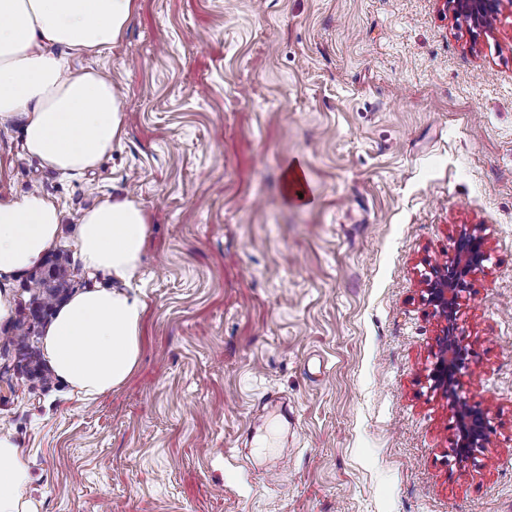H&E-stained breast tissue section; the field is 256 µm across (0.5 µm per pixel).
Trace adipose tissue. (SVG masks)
<instances>
[{"label": "adipose tissue", "instance_id": "ef3b65f1", "mask_svg": "<svg viewBox=\"0 0 512 512\" xmlns=\"http://www.w3.org/2000/svg\"><path fill=\"white\" fill-rule=\"evenodd\" d=\"M135 9L136 0H0V130L21 123V148L42 167L84 173L121 141L126 118L111 81L90 67L65 73L50 49L96 55L121 42ZM61 214L60 203L42 192L0 193V324L13 316L14 277L55 243ZM146 238L145 212L126 196L106 198L80 217L83 266L113 285L75 295L43 339L68 397L86 402L111 392L139 363L146 304L132 281ZM31 479L25 454L0 433V512H38L25 495Z\"/></svg>", "mask_w": 512, "mask_h": 512}]
</instances>
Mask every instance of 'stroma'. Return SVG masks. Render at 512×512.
Instances as JSON below:
<instances>
[{"label":"stroma","instance_id":"35a3bbf8","mask_svg":"<svg viewBox=\"0 0 512 512\" xmlns=\"http://www.w3.org/2000/svg\"><path fill=\"white\" fill-rule=\"evenodd\" d=\"M493 27L443 0H138L124 39L81 59L120 95L126 134L61 176L0 131V190L64 207L62 240L15 277L0 327V429L40 512H512V0ZM301 167L309 203L286 195ZM138 203L148 239L141 362L90 403L46 367L70 294L77 217ZM488 258L457 327L460 395L489 409L466 465L428 374L421 302L461 226Z\"/></svg>","mask_w":512,"mask_h":512}]
</instances>
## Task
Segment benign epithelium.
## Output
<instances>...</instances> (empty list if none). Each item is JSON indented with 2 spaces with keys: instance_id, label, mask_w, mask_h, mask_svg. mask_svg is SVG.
I'll list each match as a JSON object with an SVG mask.
<instances>
[{
  "instance_id": "obj_1",
  "label": "benign epithelium",
  "mask_w": 512,
  "mask_h": 512,
  "mask_svg": "<svg viewBox=\"0 0 512 512\" xmlns=\"http://www.w3.org/2000/svg\"><path fill=\"white\" fill-rule=\"evenodd\" d=\"M501 0H455L457 10L476 21L496 17ZM487 259L484 237L475 227L461 228L455 255L447 263L432 269L426 278L423 301L433 313L444 320L437 337L435 362L430 372L433 388L448 399V406L455 411L453 450L463 463L486 448L489 408L481 401L461 397L454 385L458 376L469 369L471 352L455 333L457 302L462 292L469 288L468 277L480 269Z\"/></svg>"
}]
</instances>
